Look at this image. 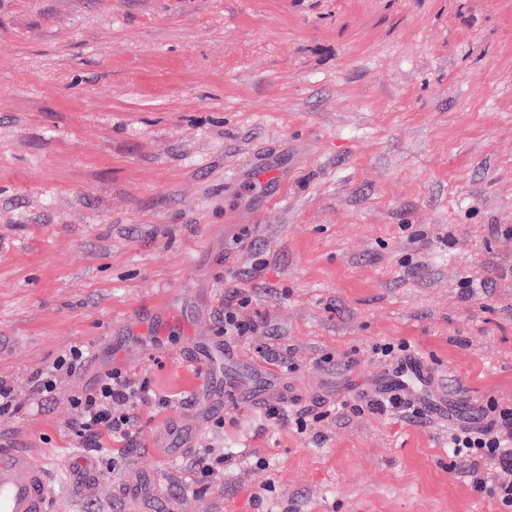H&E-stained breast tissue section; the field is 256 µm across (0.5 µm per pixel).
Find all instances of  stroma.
I'll return each instance as SVG.
<instances>
[{
  "label": "stroma",
  "mask_w": 512,
  "mask_h": 512,
  "mask_svg": "<svg viewBox=\"0 0 512 512\" xmlns=\"http://www.w3.org/2000/svg\"><path fill=\"white\" fill-rule=\"evenodd\" d=\"M489 224L512 225V0H0V380L22 401L0 448L53 473L57 512H128L134 466L154 512H512L449 470L448 419L360 405L402 341L460 424L512 405V241ZM229 281L266 333L225 342ZM165 302L199 306L195 356L132 344ZM272 334L291 367L260 380ZM223 342L236 391L208 407ZM79 343L95 366L34 397ZM111 367L191 400L142 406L89 496L70 398ZM278 397L326 412L316 434L266 420ZM200 445L232 457L203 490ZM96 469V462L89 457L78 455L70 462L71 473L87 495L97 494ZM114 491L134 510L149 511L155 496L153 478L146 473L132 468L123 476L119 484L113 485Z\"/></svg>",
  "instance_id": "stroma-1"
}]
</instances>
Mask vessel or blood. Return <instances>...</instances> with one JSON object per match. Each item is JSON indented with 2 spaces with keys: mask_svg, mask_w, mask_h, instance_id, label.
<instances>
[{
  "mask_svg": "<svg viewBox=\"0 0 512 512\" xmlns=\"http://www.w3.org/2000/svg\"><path fill=\"white\" fill-rule=\"evenodd\" d=\"M193 315L183 308L163 307L151 320L155 340L162 341L183 333ZM431 379L429 370L417 359L407 360L379 383L387 391L398 385L426 384ZM70 470L83 491L96 495V463L94 459L76 456ZM114 491L132 512H148L155 496L153 478L138 469H130ZM56 487L48 470L28 453L17 450L0 452V512H53Z\"/></svg>",
  "mask_w": 512,
  "mask_h": 512,
  "instance_id": "b4317fda",
  "label": "vessel or blood"
}]
</instances>
